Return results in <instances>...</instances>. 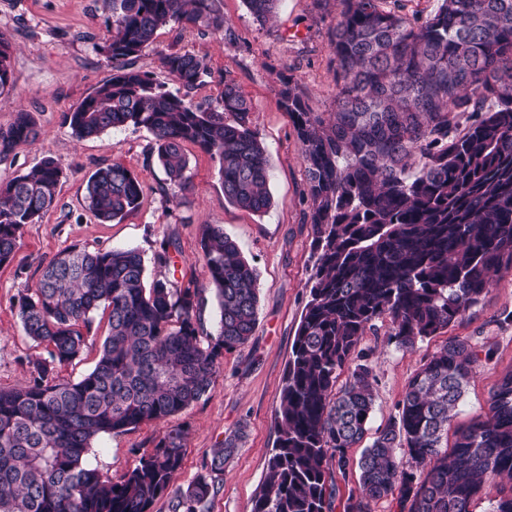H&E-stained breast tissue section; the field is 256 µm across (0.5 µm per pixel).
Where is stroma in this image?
Returning a JSON list of instances; mask_svg holds the SVG:
<instances>
[{"mask_svg":"<svg viewBox=\"0 0 512 512\" xmlns=\"http://www.w3.org/2000/svg\"><path fill=\"white\" fill-rule=\"evenodd\" d=\"M215 6L224 16L222 32L167 25L135 66L164 82L168 75L160 66L161 54L194 53L207 67L195 98L210 104L216 103L225 78L235 81L252 104L253 125L270 163L272 204L260 215L225 199L216 162L198 146L184 148L192 187L179 194L158 165L145 129L129 125L83 140L73 136L64 114L112 74L104 50L110 32L103 0H0V33L12 44L11 80L0 91V128L23 109L32 112L41 131L37 143L17 145L0 159V181L29 171L47 156L64 173L54 207L39 223L24 227L13 261L0 267V389L24 386L30 362L45 355L22 329L19 296L34 287L51 258L73 245L91 251L138 249L147 279L201 289L203 328L214 332L219 308L202 259L200 227L222 225L259 272L258 322L245 345L225 353L207 394L172 417L170 423L186 429L185 458L174 483L187 485L213 448L242 432L208 512H251L275 445V412L313 265L304 164L280 92L284 82H291L311 111L332 110L337 88L330 31L336 0H280L274 18L263 25L254 21L243 0H216ZM115 161L138 176L144 196L137 209L102 224L87 208L85 186L98 168ZM166 238L176 248L164 266L154 256ZM379 330L360 343L374 352L376 407L370 429L396 414L417 370L451 336L471 338L491 353L477 363L451 423L463 427L487 413L498 380L512 369V273L495 276L478 304L443 334L413 349L386 344L387 324ZM167 424H143L122 435L99 437L87 461L119 479L154 447Z\"/></svg>","mask_w":512,"mask_h":512,"instance_id":"1","label":"stroma"}]
</instances>
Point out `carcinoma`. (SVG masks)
Listing matches in <instances>:
<instances>
[{
    "instance_id": "carcinoma-1",
    "label": "carcinoma",
    "mask_w": 512,
    "mask_h": 512,
    "mask_svg": "<svg viewBox=\"0 0 512 512\" xmlns=\"http://www.w3.org/2000/svg\"><path fill=\"white\" fill-rule=\"evenodd\" d=\"M104 50L112 77L64 115L79 140L132 125L149 132L168 180L191 187L187 143L218 165L231 204L271 206L267 151L253 108L224 78L219 105L194 101L202 61L164 53L172 90L134 67L171 23L224 29L214 0H111ZM262 24L279 0H244ZM331 29L338 91L328 118L296 89L281 90L305 169L304 194L317 254L275 417L277 439L251 512H332L337 479L352 467L359 491L346 512L396 501L398 512H470L489 477L512 480V371L495 386L489 412L441 446L479 359L450 337L419 369L398 412L358 462L375 409L367 332L389 319L387 343L408 350L478 304L491 276L512 271V0H438L409 19L400 0H337ZM10 45L0 36V90L10 82ZM32 113L0 128V159L35 143ZM62 169L51 157L0 182V264L12 260L27 224L54 204ZM144 186L120 162L97 169L85 199L101 224L136 209ZM202 259L219 306L215 333L200 336V289L147 281L135 248L71 247L18 299L24 332L47 357L28 383L0 390V512H205L241 434L212 450L186 486L174 485L185 431L171 427L119 481L87 463L92 442L142 423L165 422L199 401L226 351L248 342L258 319L259 274L219 224L201 228ZM109 312L94 367L62 382L55 368L81 358L92 315ZM344 386L336 382L345 369ZM489 512H512V486Z\"/></svg>"
}]
</instances>
